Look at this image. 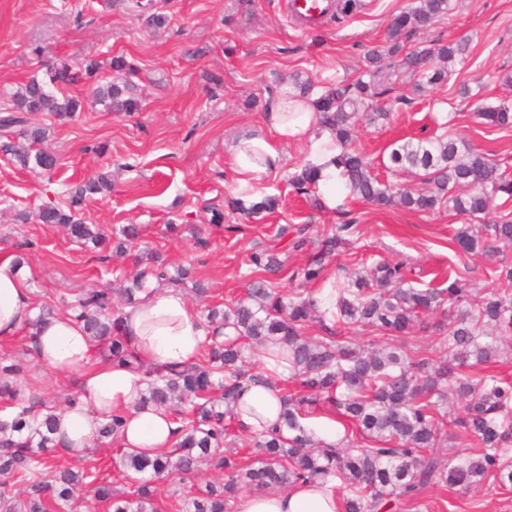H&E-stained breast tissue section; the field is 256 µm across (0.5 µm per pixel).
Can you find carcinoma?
<instances>
[{"label":"carcinoma","instance_id":"cac0c4a2","mask_svg":"<svg viewBox=\"0 0 512 512\" xmlns=\"http://www.w3.org/2000/svg\"><path fill=\"white\" fill-rule=\"evenodd\" d=\"M457 0H415L396 15L387 29L385 45L367 51L369 66L358 77L342 80L320 91L311 83L294 84L302 97L316 96L321 126L336 141V166L349 194L380 208L402 205L426 212L441 206L462 212L473 220L458 228L451 243L467 256H482L497 245L512 246V212L491 224L484 223L490 209L512 204V167L496 162L456 136L434 135L396 140L386 147L389 173H410L424 188L382 181L364 153L348 147L355 119L363 114L373 124L391 116L377 107L379 100L397 90L403 75L420 90L448 79L449 67L465 61L464 42L436 41L414 49L409 44L439 17L452 13ZM113 80L94 88L93 94L108 112L131 113L141 109L132 78L138 74L124 55L111 58ZM100 63L88 57L80 63L57 58L46 65L42 78L33 77L0 105V152L21 169L50 174L59 164L45 150L51 129L73 121L82 111L79 96H58L64 86L90 81ZM45 114L47 125L34 124ZM479 116L490 127L512 125V103L485 105ZM321 168L305 165L290 184L299 193L318 187ZM109 176L100 173L71 185L64 198L38 208L42 224H58L83 245H107L109 236L82 217L83 204L110 189ZM275 196L245 203L238 197L211 205L209 222H224V211L244 215L272 212ZM355 219L333 225L323 235L311 260L294 276L305 282L320 278L324 259L335 254L351 233ZM310 226L282 225L277 240L301 250L309 242ZM139 237L130 224L113 245L129 251ZM144 270L129 275L120 289L119 302L105 290L88 289L66 308L96 343L107 345L113 361L133 363L137 357L121 331V314L139 302L148 280L178 288L191 278L183 268L171 275L158 254L149 256ZM251 279L243 298L202 311L209 325L233 329L219 342L212 340L201 357L182 368L146 367L147 388L142 405L163 409L179 425V438L171 448L153 458L120 449L126 477L136 489L130 495L99 482L96 468L73 470L54 465L53 411L56 407L36 397L20 394L17 377L23 365L0 359V397L12 401V411L0 416V512H61L86 485L107 504L108 512H157L154 479L193 474L203 462L220 475L197 487L172 493L171 512H234L244 490H274L293 484L344 481L348 494L343 512H404L430 488L459 486L466 490L495 484L512 489V381L496 374H476L483 365L512 357V263L497 269V286L477 295L467 279L457 275L445 288L405 286L403 263L379 262L346 277L335 300L325 307L311 293L285 295L276 279L283 270L276 246L250 255ZM433 323L436 339L429 347L414 346L408 338L424 320ZM331 321L328 326L325 321ZM320 323L324 335L310 338L306 331ZM357 328L367 334L360 342L349 335ZM284 345L289 376L305 390L302 396L285 394L288 409L280 425L251 435L255 458L245 465L224 455L229 433L225 420L231 406L252 379L246 365L253 347ZM329 404L351 426L334 444L314 440L303 420L322 404ZM124 416L114 413L104 420L100 440L117 437ZM465 438L473 452L438 448ZM150 474L145 478L144 474ZM18 492H13L14 487Z\"/></svg>","mask_w":512,"mask_h":512}]
</instances>
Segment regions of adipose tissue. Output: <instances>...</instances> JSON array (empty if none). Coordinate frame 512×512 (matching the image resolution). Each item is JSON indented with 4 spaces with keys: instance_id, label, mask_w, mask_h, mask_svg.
Wrapping results in <instances>:
<instances>
[{
    "instance_id": "1",
    "label": "adipose tissue",
    "mask_w": 512,
    "mask_h": 512,
    "mask_svg": "<svg viewBox=\"0 0 512 512\" xmlns=\"http://www.w3.org/2000/svg\"><path fill=\"white\" fill-rule=\"evenodd\" d=\"M312 99L300 100L281 90L263 123L232 143L227 155L239 185L277 173L282 151L291 144L311 146L309 161L320 166L321 182L336 184L330 163L336 150L328 132L319 126ZM31 332L30 349L36 361L56 373L74 376L73 405L54 414L52 438L59 451L91 449L105 415L118 411L125 425L115 440L147 456L168 449L176 426L164 410L140 408L146 390L141 365L165 368L197 359L212 330L191 311L184 296L172 289L155 290L126 307L123 331L141 361L140 366L103 362L93 364V342L81 322L66 314L38 320L30 288L13 257L0 256V338ZM291 373L277 349H263L255 380L245 384L233 407L234 422L250 433L279 423L284 402L276 386ZM236 512H341L335 490L322 483L296 484L275 492H246L236 500Z\"/></svg>"
}]
</instances>
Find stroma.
Here are the masks:
<instances>
[{
	"label": "stroma",
	"mask_w": 512,
	"mask_h": 512,
	"mask_svg": "<svg viewBox=\"0 0 512 512\" xmlns=\"http://www.w3.org/2000/svg\"><path fill=\"white\" fill-rule=\"evenodd\" d=\"M411 4L362 0L356 11L309 30L290 15L287 0H0V95L14 92L58 57L75 63L97 57L100 84L113 76L112 56L124 55L139 70L142 109L134 117L90 105L76 121L54 127L47 141L59 157L53 175L15 169L0 154V254L22 261L36 306L61 313L66 300L87 289L120 287L124 275L135 270V254L147 250L161 252L171 267L194 266L209 292L199 299L191 287L182 288L192 310L231 301L244 292L251 253L272 244L283 224L310 227L306 250L281 251L284 270L277 284L286 293L330 295L345 270L379 261L406 263L417 288L447 287L452 270L479 291L494 288L496 257H468L450 245L466 216L445 209L378 208L341 187L297 193L289 178L309 156L306 144L285 147L279 173L248 190L256 200L277 196L273 213L260 220L228 214L222 224L209 221L210 204L246 191L226 149L260 125L269 91L295 79L321 86L358 75L367 66L366 48L383 45L391 19ZM145 5L168 15L165 28L145 26ZM438 39L468 42L466 62L456 65L442 86L413 96L411 105L386 100L389 122L358 121L352 147L378 160L392 141L440 133L445 122L451 133L493 160L512 162V127L491 128L477 116L478 104L512 101V0H459L415 42L423 47ZM464 85L473 98L460 97ZM96 145L105 146V153H93ZM99 172L110 174L112 191L93 196L83 216L109 234L140 225L132 254L123 259L86 248L35 219L40 205ZM340 208L357 220L348 242L327 260L323 278L294 279L293 271L317 250ZM199 230L207 247L196 243ZM4 355L23 359V390L58 406L71 394L72 378L38 364L25 337L0 341ZM56 462L61 468L97 467L114 490H134L111 444L60 453ZM410 512H512V490L488 484L470 491L430 490Z\"/></svg>",
	"instance_id": "obj_1"
}]
</instances>
